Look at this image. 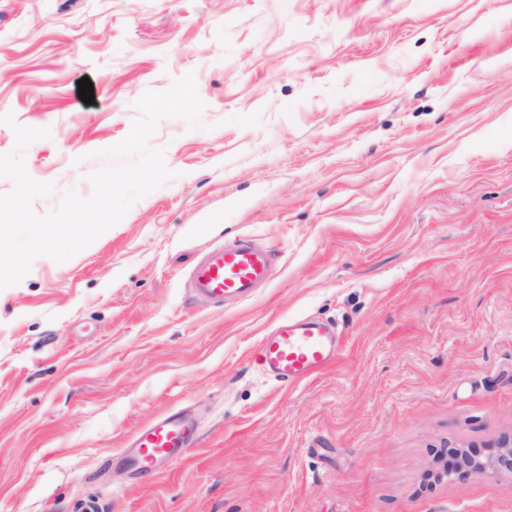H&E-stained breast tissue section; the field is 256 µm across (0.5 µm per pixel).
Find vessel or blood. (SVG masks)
Here are the masks:
<instances>
[{
	"mask_svg": "<svg viewBox=\"0 0 512 512\" xmlns=\"http://www.w3.org/2000/svg\"><path fill=\"white\" fill-rule=\"evenodd\" d=\"M275 252L246 237L232 244L217 243L186 275L185 286L200 304L220 307L243 301L268 282ZM260 358L266 375L279 383L310 379L338 356V341L323 323L313 319L283 320L261 338ZM193 423L174 412L138 428L134 435L133 465L155 470L175 452L189 448Z\"/></svg>",
	"mask_w": 512,
	"mask_h": 512,
	"instance_id": "obj_1",
	"label": "vessel or blood"
}]
</instances>
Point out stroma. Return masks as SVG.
Here are the masks:
<instances>
[{
	"label": "stroma",
	"mask_w": 512,
	"mask_h": 512,
	"mask_svg": "<svg viewBox=\"0 0 512 512\" xmlns=\"http://www.w3.org/2000/svg\"><path fill=\"white\" fill-rule=\"evenodd\" d=\"M190 72L201 127L150 139L174 178L0 290V512H512V477L440 475L512 437V0H0V154L50 131L35 213ZM243 236L281 255L268 287L194 304L185 273ZM299 316L341 350L283 385L257 345ZM174 409L193 447L138 473Z\"/></svg>",
	"instance_id": "35a3bbf8"
}]
</instances>
